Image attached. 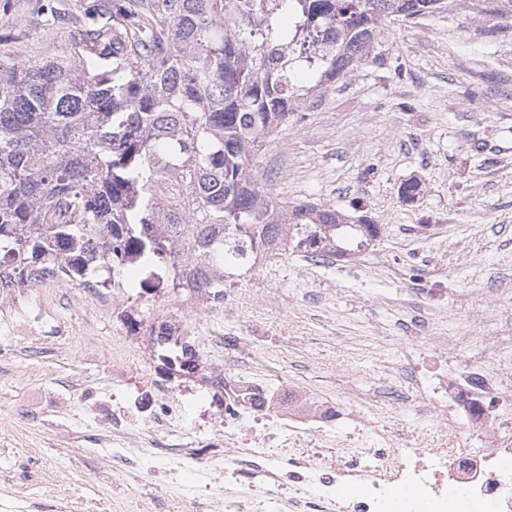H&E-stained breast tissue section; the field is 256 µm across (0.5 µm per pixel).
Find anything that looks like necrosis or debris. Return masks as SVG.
<instances>
[{
	"instance_id": "necrosis-or-debris-1",
	"label": "necrosis or debris",
	"mask_w": 512,
	"mask_h": 512,
	"mask_svg": "<svg viewBox=\"0 0 512 512\" xmlns=\"http://www.w3.org/2000/svg\"><path fill=\"white\" fill-rule=\"evenodd\" d=\"M434 392L430 411L462 417L481 434L480 447L452 450L444 438L433 446L420 439L408 445L387 434L371 448L358 427L339 464L315 465L305 441L328 446L342 410L283 391L268 413L225 422L230 453L223 461L198 454L196 431L177 434L160 449L172 469L223 470L224 512H512V396L500 395L488 371L470 367L440 378ZM92 411L112 428L113 470L136 469L139 458L125 444L133 416L104 402Z\"/></svg>"
}]
</instances>
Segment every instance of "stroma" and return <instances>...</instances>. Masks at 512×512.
<instances>
[{
	"label": "stroma",
	"instance_id": "obj_1",
	"mask_svg": "<svg viewBox=\"0 0 512 512\" xmlns=\"http://www.w3.org/2000/svg\"><path fill=\"white\" fill-rule=\"evenodd\" d=\"M105 2L58 0L64 16L46 28L39 0H0V65L69 56ZM377 51L314 93L258 163L273 196L379 224L365 251L333 263L263 258L194 315L180 289L116 290L103 268L93 291L51 277L0 288V498L32 484L29 512L73 497L114 512L146 495L172 512L202 475L171 479L151 452L138 480L113 475L97 455L112 435L89 407L171 385L184 428H220L224 392L207 381L222 371L356 406L376 437L437 439L439 420L421 412L429 387L405 405L383 392L405 390L409 365L432 353L452 374L490 370V340L512 344V18L426 14L387 27ZM410 180L420 191L405 202ZM156 320L196 336L195 374L167 377L161 348L132 342L131 327Z\"/></svg>",
	"mask_w": 512,
	"mask_h": 512
}]
</instances>
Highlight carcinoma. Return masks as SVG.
Here are the masks:
<instances>
[{"label": "carcinoma", "instance_id": "1", "mask_svg": "<svg viewBox=\"0 0 512 512\" xmlns=\"http://www.w3.org/2000/svg\"><path fill=\"white\" fill-rule=\"evenodd\" d=\"M462 2L512 17V0H111L79 64L0 66V287L82 284L106 256L143 288L172 266L219 299L260 253L366 250L370 218L288 205L257 157L310 94L374 55L385 25ZM161 180L182 197L158 201Z\"/></svg>", "mask_w": 512, "mask_h": 512}]
</instances>
